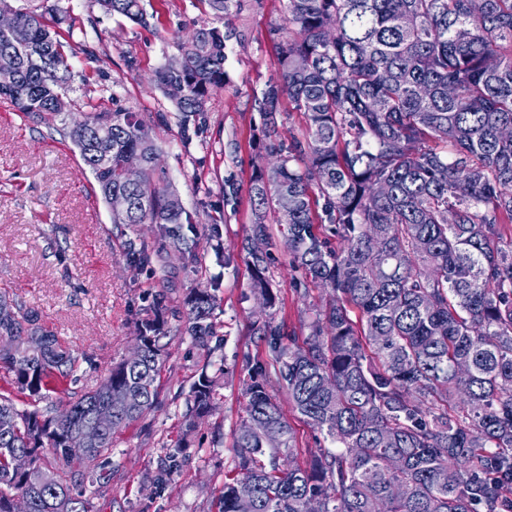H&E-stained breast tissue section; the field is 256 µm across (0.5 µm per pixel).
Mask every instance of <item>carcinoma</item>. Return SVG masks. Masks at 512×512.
Returning a JSON list of instances; mask_svg holds the SVG:
<instances>
[{"label": "carcinoma", "mask_w": 512, "mask_h": 512, "mask_svg": "<svg viewBox=\"0 0 512 512\" xmlns=\"http://www.w3.org/2000/svg\"><path fill=\"white\" fill-rule=\"evenodd\" d=\"M98 2L145 21L142 0ZM1 10H12L8 0ZM285 11L280 82L258 100L267 154L278 162L252 178L245 259L254 292L274 308L269 251L252 248L256 239L273 245L271 216L292 265L328 298L300 344L270 314L254 322L270 362L246 359V418L219 512H237L244 495L255 512H512V137L502 135L512 129V0H286ZM52 12L16 10L20 32L0 31V68L17 74L0 100L69 139L102 200L128 199L112 223L155 227L157 248L129 242L130 262L188 265L191 216L155 164L148 124L112 110L72 126L55 111L73 51L48 24ZM178 46L180 58L155 78L188 118L224 86V32L203 26ZM284 95L305 121L286 147L273 139ZM101 136L112 140L107 162L94 153ZM131 153L143 161L136 183L123 175ZM0 306L13 310L0 319V372L17 393L52 399L77 357L5 290ZM187 306L183 333L207 351L215 295L195 289ZM165 314L160 300L150 307L138 325L140 359H121L92 391L43 412L0 393V512H12L19 495L32 512H91L78 483L107 491L95 463L156 403ZM212 365L192 384L185 437L214 408L224 372ZM279 388L331 444L305 464ZM102 409L112 410V427L89 455L73 454L70 440L97 431ZM19 453L33 458L32 470L14 468Z\"/></svg>", "instance_id": "obj_1"}]
</instances>
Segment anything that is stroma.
I'll list each match as a JSON object with an SVG mask.
<instances>
[{
  "mask_svg": "<svg viewBox=\"0 0 512 512\" xmlns=\"http://www.w3.org/2000/svg\"><path fill=\"white\" fill-rule=\"evenodd\" d=\"M62 22L57 30L74 48L71 110L123 109L150 126L167 181L193 218L185 235L195 254L191 269L133 266L125 241L154 243L152 227L128 231L113 223L77 149L58 133L0 109V289L35 312L79 358L70 391L95 389L112 365L130 353L139 320L156 299L167 307V359L154 408L116 433L112 455L100 460L109 483L91 496L92 512H218L224 481L237 464L235 434L245 416L247 359L268 361L251 324L260 312L252 272L241 245L255 214L248 188L265 154L258 101L278 82L277 47L285 0H238L216 20L205 0H143L146 20L104 12L97 0H49ZM208 25L228 36L224 87L212 90L199 116L183 119L154 81L156 70L178 56L179 38ZM236 194L225 199V185ZM225 262H217L213 242ZM269 276L278 298L277 323L296 339L325 298L289 264L283 244L272 249ZM218 297L212 360L224 370L213 411L181 437L190 385L203 359L181 326L191 289ZM174 449L178 471L158 473Z\"/></svg>",
  "mask_w": 512,
  "mask_h": 512,
  "instance_id": "obj_1",
  "label": "stroma"
}]
</instances>
